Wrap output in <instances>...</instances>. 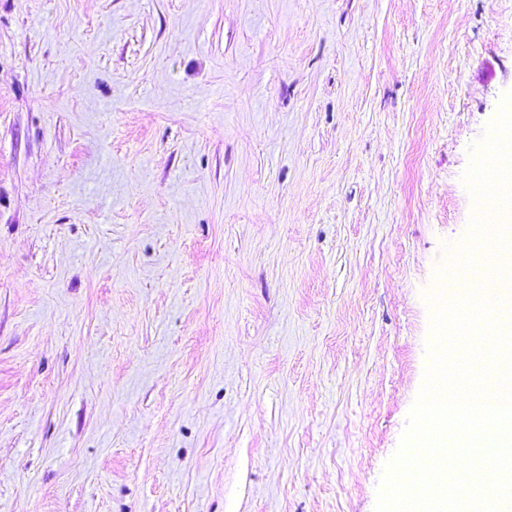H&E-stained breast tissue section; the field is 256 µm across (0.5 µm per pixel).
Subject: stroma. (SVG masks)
<instances>
[{
    "instance_id": "obj_1",
    "label": "stroma",
    "mask_w": 512,
    "mask_h": 512,
    "mask_svg": "<svg viewBox=\"0 0 512 512\" xmlns=\"http://www.w3.org/2000/svg\"><path fill=\"white\" fill-rule=\"evenodd\" d=\"M512 0H0V512H375Z\"/></svg>"
}]
</instances>
